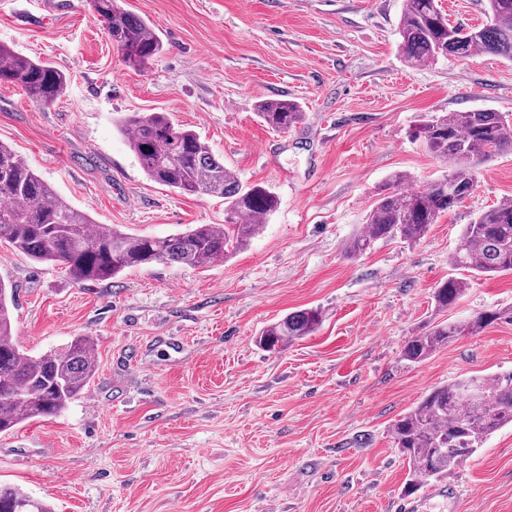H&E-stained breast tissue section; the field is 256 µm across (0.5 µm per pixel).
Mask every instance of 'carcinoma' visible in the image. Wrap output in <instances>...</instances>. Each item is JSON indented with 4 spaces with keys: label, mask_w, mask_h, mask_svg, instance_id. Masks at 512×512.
I'll return each instance as SVG.
<instances>
[{
    "label": "carcinoma",
    "mask_w": 512,
    "mask_h": 512,
    "mask_svg": "<svg viewBox=\"0 0 512 512\" xmlns=\"http://www.w3.org/2000/svg\"><path fill=\"white\" fill-rule=\"evenodd\" d=\"M90 4L127 66L144 67L162 52L159 35L120 0ZM487 7L490 24L465 28L449 23L438 0H404L398 26L404 60L415 68L448 56L464 60L492 53L512 60V0H488ZM0 81L21 87L33 103L45 108L63 96L69 76L49 62L0 45ZM258 115L270 128L287 131L302 121L304 112L295 100L270 99L258 104ZM119 128L128 135L150 180L184 195L224 198V224H193L167 237L136 236L96 225L0 143V241L34 262L62 263L77 283L102 282L152 263L204 268L226 260L243 249L276 210L278 200L270 189L242 185L199 134L175 124L168 113L134 112L119 120ZM415 137L434 157L452 161V172L420 190L403 188L409 176L393 174L379 188L364 230L347 244L351 256L387 238L421 239L442 214L473 193L474 161L512 149V125L488 109L425 119ZM451 263L483 274L512 272L511 198L465 225ZM467 288V280L448 278L435 288V306L447 310ZM15 305V288L0 280V433L61 412L84 392L98 367L87 336H75L40 356L23 351L13 334ZM500 320L512 321V309L488 310L468 322H441L408 340L401 359L420 363L444 345ZM320 322L317 309L291 312L261 331L259 345L276 351L313 333ZM468 386L480 391L479 400L467 395ZM509 424L512 372L472 376L431 389L391 426L394 442L409 463L407 492L414 493L428 478L451 475L490 435ZM0 512L52 508L19 488L0 486Z\"/></svg>",
    "instance_id": "1"
}]
</instances>
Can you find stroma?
I'll return each instance as SVG.
<instances>
[{"label":"stroma","mask_w":512,"mask_h":512,"mask_svg":"<svg viewBox=\"0 0 512 512\" xmlns=\"http://www.w3.org/2000/svg\"><path fill=\"white\" fill-rule=\"evenodd\" d=\"M403 0H124L163 50L126 66L88 0H0V43L68 74L40 108L0 84V142L73 207L133 235L220 224L224 200L151 181L116 128L166 112L196 130L245 184L279 204L250 245L201 269L156 263L75 283L0 242L17 290L19 345L38 355L92 338L98 370L60 414L0 434V483L54 512H512V426L443 481L406 494L392 423L435 386L512 371V322L402 361L443 321L512 308V273L471 279L448 311L436 286L465 224L512 198V151L477 167L473 194L424 238L349 257L377 187L448 174L414 136L419 120L490 109L512 122V60L480 55L413 68L398 49ZM305 116L279 132L259 101ZM320 327L268 352L258 333L304 308Z\"/></svg>","instance_id":"1"}]
</instances>
